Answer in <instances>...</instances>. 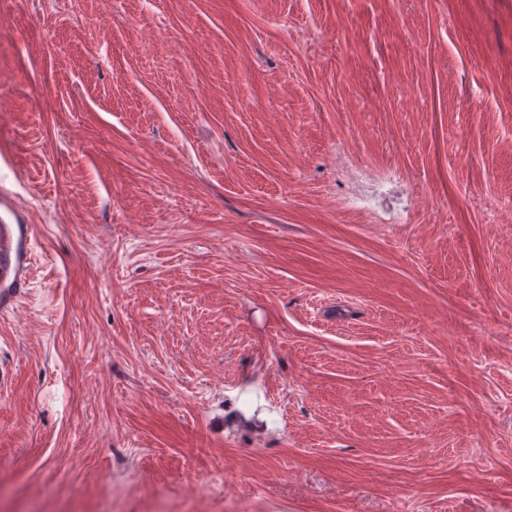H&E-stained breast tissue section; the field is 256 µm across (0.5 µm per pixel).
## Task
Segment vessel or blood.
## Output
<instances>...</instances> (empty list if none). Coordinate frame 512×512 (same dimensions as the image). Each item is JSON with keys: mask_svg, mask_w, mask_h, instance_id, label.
Segmentation results:
<instances>
[{"mask_svg": "<svg viewBox=\"0 0 512 512\" xmlns=\"http://www.w3.org/2000/svg\"><path fill=\"white\" fill-rule=\"evenodd\" d=\"M32 226L27 211L0 189V313L15 308L26 294L31 274Z\"/></svg>", "mask_w": 512, "mask_h": 512, "instance_id": "b4317fda", "label": "vessel or blood"}]
</instances>
